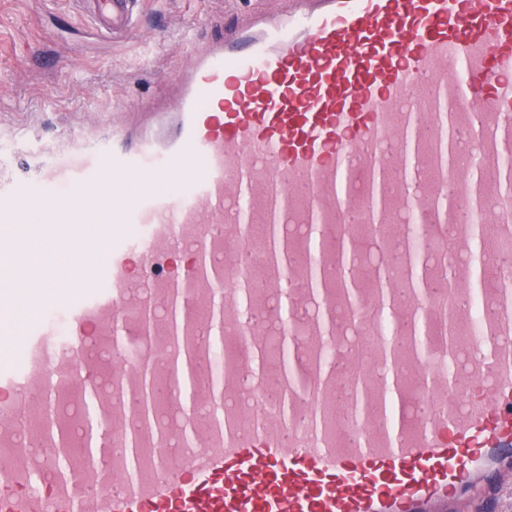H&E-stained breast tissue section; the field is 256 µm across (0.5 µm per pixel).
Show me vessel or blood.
<instances>
[{"mask_svg": "<svg viewBox=\"0 0 512 512\" xmlns=\"http://www.w3.org/2000/svg\"><path fill=\"white\" fill-rule=\"evenodd\" d=\"M93 6L118 34L139 0ZM173 86L29 190L0 171V512H457L500 488L512 0H284ZM33 243L66 253L38 282Z\"/></svg>", "mask_w": 512, "mask_h": 512, "instance_id": "1", "label": "vessel or blood"}]
</instances>
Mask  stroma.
Here are the masks:
<instances>
[{
	"instance_id": "1",
	"label": "stroma",
	"mask_w": 512,
	"mask_h": 512,
	"mask_svg": "<svg viewBox=\"0 0 512 512\" xmlns=\"http://www.w3.org/2000/svg\"><path fill=\"white\" fill-rule=\"evenodd\" d=\"M249 0H147L120 41L70 0H0V147L30 173V143L52 150L70 132L90 133L100 114L122 118L167 93L188 60L185 34L205 40Z\"/></svg>"
}]
</instances>
